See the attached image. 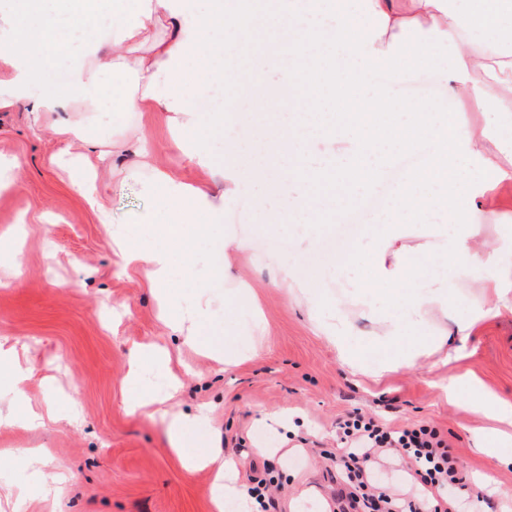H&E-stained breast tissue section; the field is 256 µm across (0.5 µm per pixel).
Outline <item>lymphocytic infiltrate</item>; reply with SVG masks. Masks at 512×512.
<instances>
[{
    "mask_svg": "<svg viewBox=\"0 0 512 512\" xmlns=\"http://www.w3.org/2000/svg\"><path fill=\"white\" fill-rule=\"evenodd\" d=\"M338 429L330 460L343 483L341 512H462L466 484L435 427H394L357 412ZM395 472L408 476L409 497L388 494Z\"/></svg>",
    "mask_w": 512,
    "mask_h": 512,
    "instance_id": "lymphocytic-infiltrate-1",
    "label": "lymphocytic infiltrate"
}]
</instances>
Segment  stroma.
<instances>
[{
    "mask_svg": "<svg viewBox=\"0 0 512 512\" xmlns=\"http://www.w3.org/2000/svg\"><path fill=\"white\" fill-rule=\"evenodd\" d=\"M454 53L444 51L430 74L450 119L480 126L494 119L496 102L453 97L444 76ZM102 140L134 132L155 147L156 165L200 179L197 169L167 144L156 113L131 112L114 120H94ZM65 140L51 128L33 125L25 106L0 111V159L18 160L13 185L0 192V263L16 267L11 285L0 286V341L29 367L23 392L0 362V405L51 407L55 418L39 429L0 427V512H211L213 473L187 469L173 449L161 417L130 413L125 402L137 388L176 377L179 388L164 410L196 417L192 429L198 451L218 444L237 465L234 481L248 487L255 467L270 463L282 512H334L340 485L326 471L338 446L336 424L354 411L392 424L436 427L452 456L464 462L471 512H512V465L493 451L512 448V430L492 437V420L472 412L475 390L512 403V311H491L477 319L459 358L431 367L422 361L372 380L352 375L337 348L317 328L335 308V291L307 307L277 276L282 262L317 269L335 254L332 238L314 254L289 250L292 225L270 239L242 226L261 187L248 188L224 209L225 224L251 237L249 249L233 251L231 284L209 287V240L198 236L178 253L171 267L175 294L205 289L210 309L197 344H187L163 323L148 282L112 263L111 227L135 224L165 210L164 199L145 176L127 171L112 178L104 205L108 223L69 187ZM476 204L494 211L485 225L489 246H497V225H512V182L487 185ZM194 280H186L185 264ZM249 285L240 294L238 282ZM262 313L256 330L242 321L252 309ZM220 341L243 350L232 367L203 356L200 344ZM168 350V372L145 370L129 376L130 353L138 346ZM465 375L475 389H462L458 404L442 391L450 378ZM45 451L44 465L32 469L29 450Z\"/></svg>",
    "mask_w": 512,
    "mask_h": 512,
    "instance_id": "stroma-1",
    "label": "stroma"
}]
</instances>
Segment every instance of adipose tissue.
<instances>
[{
  "mask_svg": "<svg viewBox=\"0 0 512 512\" xmlns=\"http://www.w3.org/2000/svg\"><path fill=\"white\" fill-rule=\"evenodd\" d=\"M490 0H467V12L448 0H365L363 22L342 10L326 15L322 0H273L267 7L256 0H236L217 28L231 36L219 77L235 105L259 113L256 121L236 125L231 135L221 126L223 155L187 138L198 122L192 106L198 84L182 66L199 44L206 28L188 0H133L131 11L114 14L112 0H31L35 23L26 29L22 45L0 41V110L25 102L35 123L51 126L68 140L80 158H89L99 141L76 125V107L103 112H156L163 115L169 143L189 165L200 168L207 183H190L176 172L155 168L150 148L140 136L112 143L113 164L130 173L150 172L154 187L168 208L158 225L160 239L150 246L123 229L112 234L116 264L121 271L142 274L160 296H167V274L176 247L194 236L208 235L212 244L215 287L226 282L230 249H246L247 239L224 226V205L242 187L255 183L265 190L254 202L257 223L269 227L295 222L306 230L294 244L315 245L313 231L338 222L360 191L370 187L389 159L402 151L427 147L426 170L406 174L385 212L355 239L337 271L365 266L374 282L397 285L395 310L384 315L376 333L379 356L351 353V321L344 305L318 325L319 331L344 352L360 372L380 376L394 368L417 364L427 348L443 344L447 333L435 329L429 316L448 312L456 288L477 285L481 309L489 312L512 302V244L480 248L482 226L475 217L473 183L458 175L460 163L480 160L488 176L512 181V158L499 145L512 136V114L481 126L447 130L441 110L430 104H408L394 94L404 72L409 27L421 31L415 59L434 67L437 50L456 47L449 74L458 93L505 104L512 101V59L472 50L470 22L480 23L487 43L512 40V8L491 11ZM165 26L164 37L150 33ZM268 43L284 57L279 82L265 83L255 57L257 41ZM67 61L65 82L35 96L30 88L53 57ZM482 74L474 83L473 74ZM173 82L179 98L161 93ZM366 93L379 122L372 137L358 136L345 118H331L332 101L344 102ZM345 148L358 164L334 171V185L323 181L324 169L310 158L313 141ZM436 216L419 242L410 243L413 221ZM418 343L400 345L408 333ZM192 420L179 414L168 420V435L188 467H207L215 474L212 502L217 512H232L238 493L229 479L236 468L220 452L192 453Z\"/></svg>",
  "mask_w": 512,
  "mask_h": 512,
  "instance_id": "ef3b65f1",
  "label": "adipose tissue"
}]
</instances>
